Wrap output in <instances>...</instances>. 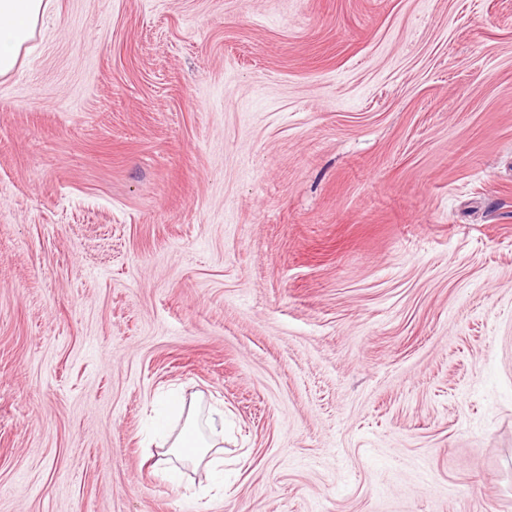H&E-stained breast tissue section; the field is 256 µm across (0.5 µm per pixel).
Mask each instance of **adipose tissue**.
Here are the masks:
<instances>
[{
	"mask_svg": "<svg viewBox=\"0 0 512 512\" xmlns=\"http://www.w3.org/2000/svg\"><path fill=\"white\" fill-rule=\"evenodd\" d=\"M50 0H0V77L9 75L23 52L28 51L38 25ZM183 411L185 421L181 431L167 432V414ZM154 436L164 445L155 461L171 479L181 480L183 471L178 459L190 460L194 467L221 474L224 471V412L211 409L203 413L199 402H185L178 392L165 398L155 421Z\"/></svg>",
	"mask_w": 512,
	"mask_h": 512,
	"instance_id": "ef3b65f1",
	"label": "adipose tissue"
}]
</instances>
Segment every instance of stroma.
<instances>
[{"instance_id":"1","label":"stroma","mask_w":512,"mask_h":512,"mask_svg":"<svg viewBox=\"0 0 512 512\" xmlns=\"http://www.w3.org/2000/svg\"><path fill=\"white\" fill-rule=\"evenodd\" d=\"M224 410V490L153 401ZM0 512H512V0H51L0 78Z\"/></svg>"}]
</instances>
